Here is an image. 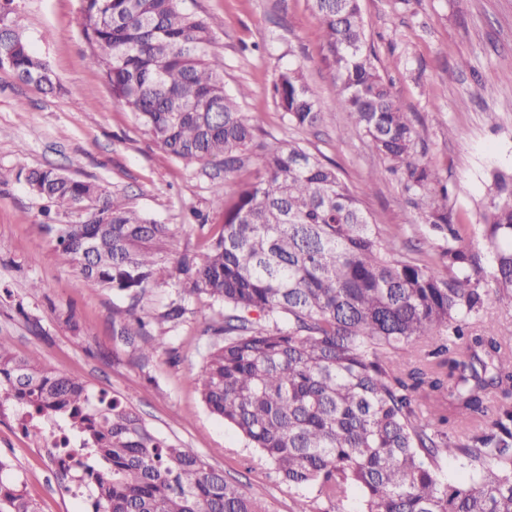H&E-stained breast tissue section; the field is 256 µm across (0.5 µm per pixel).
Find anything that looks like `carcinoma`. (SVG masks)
I'll use <instances>...</instances> for the list:
<instances>
[{
  "label": "carcinoma",
  "instance_id": "cac0c4a2",
  "mask_svg": "<svg viewBox=\"0 0 512 512\" xmlns=\"http://www.w3.org/2000/svg\"><path fill=\"white\" fill-rule=\"evenodd\" d=\"M0 0V69L53 87L49 64L29 47ZM338 93L356 128L401 173L417 201L432 198L426 235L434 265L386 246L336 166L296 142L256 144L224 64L208 53V24L182 0H83L91 62L115 100L136 114L166 153L217 163L224 175L261 149L224 224L201 258L174 271L186 296L224 306L197 374L209 411L274 464L291 487L317 488L358 512H512V336L485 322L488 305L512 306V174L493 176L484 213L486 252L464 243L448 214V188L416 157L420 136L374 64L360 0H313ZM288 121L323 120L297 68L274 84ZM31 191L67 212L92 201L87 224H46L59 260L86 283L128 291L169 260L183 224H158L100 185L54 168L25 173ZM120 336L148 322L132 310ZM12 398L58 415L84 442L95 512H268L197 453L158 438L131 404L46 363L31 365L0 342V405ZM466 477L444 481L439 457ZM0 512H39L23 484L1 474Z\"/></svg>",
  "mask_w": 512,
  "mask_h": 512
}]
</instances>
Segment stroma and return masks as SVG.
<instances>
[{"instance_id":"35a3bbf8","label":"stroma","mask_w":512,"mask_h":512,"mask_svg":"<svg viewBox=\"0 0 512 512\" xmlns=\"http://www.w3.org/2000/svg\"><path fill=\"white\" fill-rule=\"evenodd\" d=\"M17 20L57 79L50 91L0 69V341L21 357L47 362L90 388L130 402L162 439L194 450L268 512H294L306 497L314 512L325 502L315 488L284 484L274 466L231 427L210 414L196 382L220 310L205 297H183L171 263L153 282L127 292L79 281L58 261L46 217L19 170L55 167L99 184L109 194L163 224H188L172 259L203 255L224 222L217 193L232 196L258 161L225 176L212 165L186 164L167 154L118 104L103 72L90 61L82 32V0H15ZM213 32L212 56L224 62V87L248 91L240 105L254 125L279 140L307 147L336 164L360 195L385 241L412 242L409 256L435 260L424 243L427 204L412 205L401 175L371 150L337 100L319 18L311 0H186ZM376 65L392 83L422 141L418 155L448 187V210L465 242L484 246L480 226L495 172H512V0H361ZM300 68L320 100L323 122L290 124L273 90L280 70ZM186 309L176 322L158 316L175 300ZM135 306L155 316L148 336L128 343L113 312ZM164 338L154 348L155 338ZM150 348L148 358L140 351ZM12 417H0V457L10 478L23 482L41 512H74L76 504L50 462L10 440Z\"/></svg>"}]
</instances>
